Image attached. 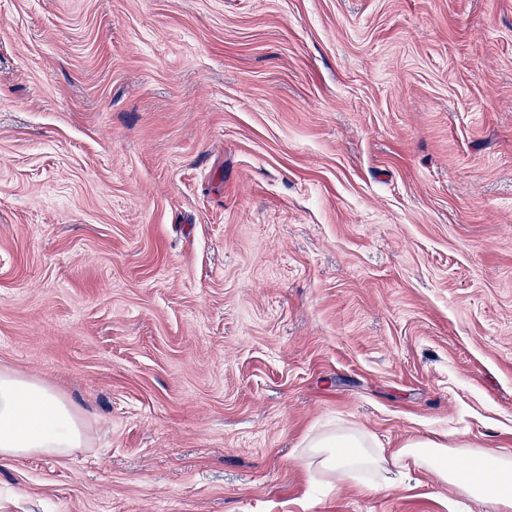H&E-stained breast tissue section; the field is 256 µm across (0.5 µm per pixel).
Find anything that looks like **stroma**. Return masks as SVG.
I'll use <instances>...</instances> for the list:
<instances>
[{"mask_svg":"<svg viewBox=\"0 0 512 512\" xmlns=\"http://www.w3.org/2000/svg\"><path fill=\"white\" fill-rule=\"evenodd\" d=\"M1 370L0 512H492L300 444L512 453V0H0ZM84 426L59 394L39 381L0 372V462L85 447Z\"/></svg>","mask_w":512,"mask_h":512,"instance_id":"35a3bbf8","label":"stroma"}]
</instances>
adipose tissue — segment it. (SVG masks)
I'll return each instance as SVG.
<instances>
[{"instance_id": "obj_1", "label": "adipose tissue", "mask_w": 512, "mask_h": 512, "mask_svg": "<svg viewBox=\"0 0 512 512\" xmlns=\"http://www.w3.org/2000/svg\"><path fill=\"white\" fill-rule=\"evenodd\" d=\"M84 426L77 412L41 382L0 372V462L34 454H65L84 447ZM303 452L332 476L363 468L413 467L466 497L491 503L494 512H512V457L495 448H451L412 439L387 450L370 435L337 426L306 436Z\"/></svg>"}]
</instances>
